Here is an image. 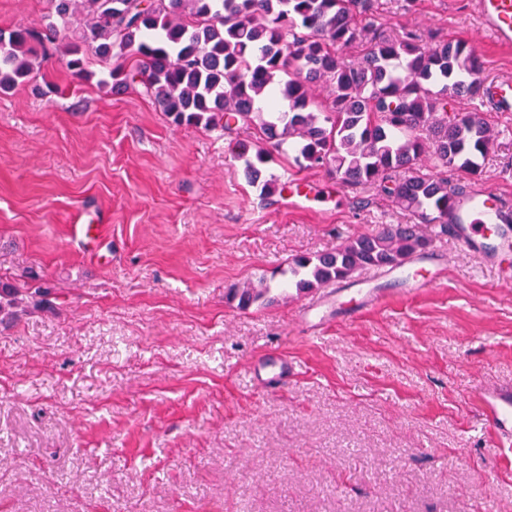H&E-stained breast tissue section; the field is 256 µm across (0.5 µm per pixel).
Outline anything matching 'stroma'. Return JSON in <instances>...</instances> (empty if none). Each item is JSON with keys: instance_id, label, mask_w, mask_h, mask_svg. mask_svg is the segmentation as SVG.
<instances>
[{"instance_id": "35a3bbf8", "label": "stroma", "mask_w": 512, "mask_h": 512, "mask_svg": "<svg viewBox=\"0 0 512 512\" xmlns=\"http://www.w3.org/2000/svg\"><path fill=\"white\" fill-rule=\"evenodd\" d=\"M474 0H379L387 34L461 39L484 79L512 80V47ZM53 0H0V31L42 28ZM63 51L0 93V278L49 287L43 309L0 317V512H512V448L473 393L512 383V251L495 265L433 233L440 281L310 335L309 297L238 308L231 287L300 254L412 216L373 188L299 171L316 199L261 196L234 158L256 130L173 125L134 85L80 80ZM482 174L512 205V112ZM106 227L87 250L77 208ZM267 352L301 368L254 380Z\"/></svg>"}]
</instances>
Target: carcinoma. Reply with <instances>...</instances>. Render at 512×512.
Listing matches in <instances>:
<instances>
[{
	"label": "carcinoma",
	"instance_id": "carcinoma-1",
	"mask_svg": "<svg viewBox=\"0 0 512 512\" xmlns=\"http://www.w3.org/2000/svg\"><path fill=\"white\" fill-rule=\"evenodd\" d=\"M377 8V0H54L57 21L45 30L0 31V92L27 82L36 47L47 52L63 30L74 76L92 77L94 57L109 67L112 92L141 86L177 125L256 129L272 148L240 144L235 158L262 195L281 192L263 171L271 149L290 140L299 167L325 168L347 188H377L417 220L292 258L280 275L305 293L426 251L432 239L421 225L448 233V200L466 194L442 173L481 175L492 142L484 113L452 108L457 99L484 98L476 51L463 41H426L412 31L391 37L358 25ZM355 44L365 46L362 57L338 53ZM265 90L288 111H264L256 96ZM46 293L1 279L0 314L36 310ZM229 295L242 309L276 300L268 285Z\"/></svg>",
	"mask_w": 512,
	"mask_h": 512
}]
</instances>
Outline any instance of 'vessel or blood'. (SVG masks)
<instances>
[{"label": "vessel or blood", "mask_w": 512, "mask_h": 512, "mask_svg": "<svg viewBox=\"0 0 512 512\" xmlns=\"http://www.w3.org/2000/svg\"><path fill=\"white\" fill-rule=\"evenodd\" d=\"M477 15L483 27L497 43L512 45V0H477ZM489 99L498 111L512 112V81L491 80L486 84ZM449 206L455 216V237L464 249L479 255L484 262H493L496 255L512 249V208L506 207L490 188L478 186L467 194L452 198ZM398 280L406 293L417 294L428 284L419 260L391 270L374 271L361 280V287L352 298L343 290L331 289L322 297L304 305L302 315L313 326L322 325L345 301L358 307L384 304L388 294L381 282ZM296 366L285 357H262L256 362L255 375H266L278 382L294 376ZM475 401L483 422L498 439L501 447L512 446V385H497L480 390Z\"/></svg>", "instance_id": "b4317fda"}]
</instances>
